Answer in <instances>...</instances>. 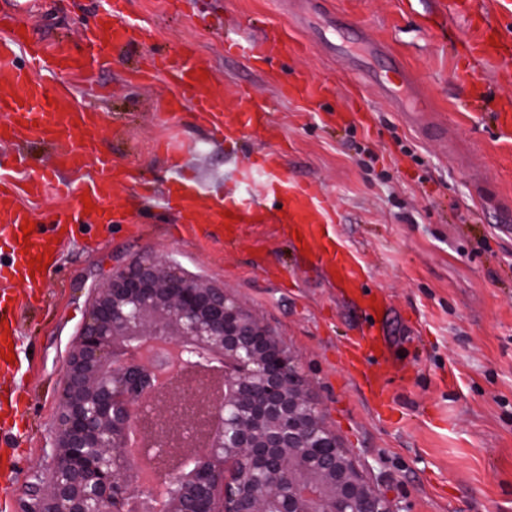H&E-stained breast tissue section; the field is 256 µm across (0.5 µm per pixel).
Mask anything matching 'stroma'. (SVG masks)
Wrapping results in <instances>:
<instances>
[{"label": "stroma", "mask_w": 512, "mask_h": 512, "mask_svg": "<svg viewBox=\"0 0 512 512\" xmlns=\"http://www.w3.org/2000/svg\"><path fill=\"white\" fill-rule=\"evenodd\" d=\"M175 2L131 0L154 39L97 75L104 94H88L84 73L57 76L77 107L100 109L96 147L129 174L118 200L129 219L69 225L41 284L45 303L18 316L22 372L0 386V398L16 401L27 434L19 442L0 430L8 512H23L47 479L63 370L93 288L148 251L222 286L283 339L311 380L324 423L397 512H512V222L494 207L512 202V129L497 124L512 83L499 82L501 62L476 64L489 98L466 101L453 80L465 17L449 16L447 30L434 31L422 17L437 0H321L322 13L346 14L408 67L447 130L446 138L427 137L375 87L359 89L347 65L314 50L290 66L333 77L335 97L316 109L282 98L261 72L227 56L223 32L208 25L219 16L252 38L273 28L312 40L285 0H196L190 11ZM30 23L48 42L78 41L67 0H38ZM183 43L212 70L209 90L229 111L242 87L271 104L269 120L288 142L289 175L334 208L338 237L360 255L368 289L383 294L386 309L374 327L388 351L392 421L377 417L343 366L346 342L368 319L322 266L278 225H242L228 248L225 225L203 220L187 233L163 207L171 174L221 199L240 189L242 170L265 147L256 134L225 146L190 108L166 111L174 91L165 81L145 89L128 83L143 58ZM355 98L361 111L348 109ZM17 153L26 165L15 171ZM0 169L21 182L47 176L74 189L94 173L59 166L54 147L37 139L0 143Z\"/></svg>", "instance_id": "stroma-1"}]
</instances>
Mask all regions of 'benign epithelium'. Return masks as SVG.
I'll return each mask as SVG.
<instances>
[{"label":"benign epithelium","mask_w":512,"mask_h":512,"mask_svg":"<svg viewBox=\"0 0 512 512\" xmlns=\"http://www.w3.org/2000/svg\"><path fill=\"white\" fill-rule=\"evenodd\" d=\"M148 470L171 488L157 512H395L325 426L294 352L224 288L153 254L93 289L47 489L25 512H130L152 495Z\"/></svg>","instance_id":"obj_1"}]
</instances>
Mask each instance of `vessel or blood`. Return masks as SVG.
Wrapping results in <instances>:
<instances>
[{
	"label": "vessel or blood",
	"mask_w": 512,
	"mask_h": 512,
	"mask_svg": "<svg viewBox=\"0 0 512 512\" xmlns=\"http://www.w3.org/2000/svg\"><path fill=\"white\" fill-rule=\"evenodd\" d=\"M451 5L456 12L465 14L470 28L479 33L475 40L460 39L464 61L458 65L454 80L480 98L485 90L476 82L470 62L512 53V0H497L492 9L486 8L484 0H451ZM32 6L33 0H11L9 7L0 9V139H41L57 148L59 164L75 170L90 165L96 170L95 177L78 192L79 197L90 200L91 209L79 205L53 213L50 221L58 229L49 237L23 234L22 227L31 222L32 212L21 201L25 195L40 196L49 184L48 179L23 185L9 177L0 178V250L12 256L8 264L0 265V282L22 281L35 288L40 281L33 278L30 261L40 255L48 261L53 259L64 238L63 226L81 224L90 217L100 223L117 222L125 217L121 210L106 207L108 200L117 195L118 185L113 179L111 159L95 152L99 113L75 107L71 93L51 83L49 76L66 70L99 73L111 64L115 50L149 39L152 31L126 13L125 0H95L89 20L80 29L79 45L53 46L40 39L29 26ZM335 22V41H320V48L355 65L368 83L381 89L399 111L417 121L423 133L433 134L431 107L415 92L409 72L396 60L384 69L374 67L373 59L385 55L383 44L372 40L364 27L349 24L343 17H336ZM226 50L245 58L264 70L271 80L279 82L283 97L319 104L334 92L330 80H315L301 71L295 72L290 80H281L283 66L291 58L292 50L288 38L279 31H271L261 41L230 39ZM157 77L179 92L171 100V107L190 103L197 119L224 138L236 139L259 127L264 128L271 143L281 137L279 128L265 126L266 107L250 93H241L239 108L234 112L227 110L223 96L206 94L211 80L203 76L201 65L190 50L150 60L132 72L130 81L141 85ZM257 171L262 190L249 197L210 201L194 189L182 188L178 204L185 228H193L202 212L214 224L225 223L230 213L244 224L270 221L281 224L283 232L301 234L304 248L332 269L362 308L370 312L381 309L379 297L362 291L366 272L357 253L337 236L335 210L316 193L290 179L279 152L272 147L262 153ZM25 305V300L19 297L0 294V333L5 338H12L11 328ZM381 350L375 334L363 331L361 336L349 341L346 362L375 411L384 414L388 411V389L382 374L371 364L372 357Z\"/></svg>",
	"instance_id": "b4317fda"
}]
</instances>
